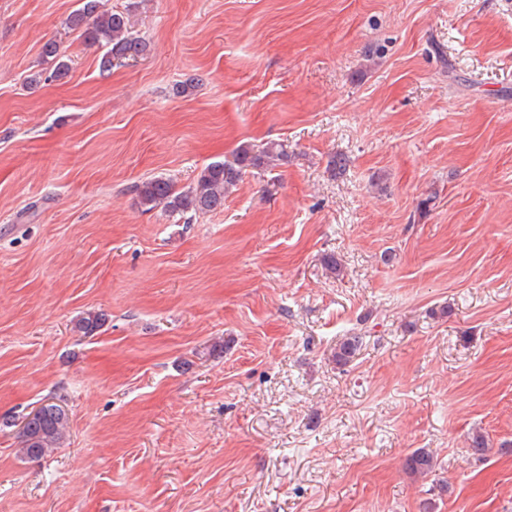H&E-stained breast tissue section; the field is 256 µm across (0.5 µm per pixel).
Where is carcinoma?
<instances>
[{
    "mask_svg": "<svg viewBox=\"0 0 512 512\" xmlns=\"http://www.w3.org/2000/svg\"><path fill=\"white\" fill-rule=\"evenodd\" d=\"M79 2L80 7L68 16L67 25L80 32L84 41L108 47L103 63L136 59L146 54L147 43L133 34L128 11L106 10L101 0ZM43 56L57 61L53 77L66 75L69 64L64 60L65 50L57 42L45 43ZM287 160L288 151L276 141H270L258 149L250 144H242L232 159L206 165L196 182L186 190H177L168 179L155 178L136 186V192L140 204L150 210L161 205L172 213L182 215L213 212L224 207V194L238 184L246 171L271 169ZM104 322L105 314L90 312L78 321L76 328L85 336H93ZM360 346L359 336L342 340L334 354L336 363H349ZM68 422V416L61 406L54 403L42 405L39 415L25 422L19 432L20 452L32 461L47 457L63 443ZM434 466L433 455L424 448L415 449L404 461L406 473L417 478L427 477Z\"/></svg>",
    "mask_w": 512,
    "mask_h": 512,
    "instance_id": "1",
    "label": "carcinoma"
}]
</instances>
